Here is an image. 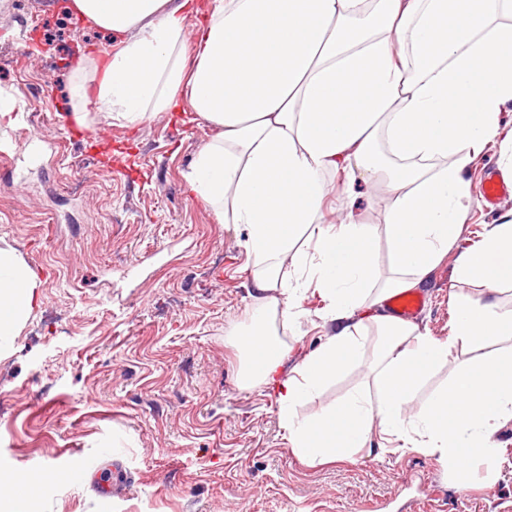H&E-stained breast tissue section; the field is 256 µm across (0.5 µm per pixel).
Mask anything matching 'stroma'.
Returning a JSON list of instances; mask_svg holds the SVG:
<instances>
[{
  "instance_id": "obj_1",
  "label": "stroma",
  "mask_w": 512,
  "mask_h": 512,
  "mask_svg": "<svg viewBox=\"0 0 512 512\" xmlns=\"http://www.w3.org/2000/svg\"><path fill=\"white\" fill-rule=\"evenodd\" d=\"M36 22L41 51L23 53L13 31ZM121 39L74 27L61 0H0V101L27 108L0 122L11 143L37 131L15 168L0 170V243L38 274L41 301L0 358V470L31 477L111 453L128 481L102 500L75 478L46 483L18 512H503L512 506V422L493 436L500 451L457 487L438 455L366 449L311 466L295 456L273 391L242 388L234 335L248 325L252 262L241 225L219 222L192 197L185 173L210 128L161 112L141 124L90 113L85 130L112 136L109 153L54 126L71 111L70 80L86 56L118 51ZM385 184L336 193L327 221L354 208L388 260ZM512 211V197L487 209L482 196L454 250L419 293L417 323L447 340L454 319L448 279L473 237ZM320 303L309 299L281 327L287 365L325 339ZM358 361L297 408L321 413L365 388Z\"/></svg>"
}]
</instances>
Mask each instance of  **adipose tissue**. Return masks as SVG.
I'll return each instance as SVG.
<instances>
[{"label":"adipose tissue","mask_w":512,"mask_h":512,"mask_svg":"<svg viewBox=\"0 0 512 512\" xmlns=\"http://www.w3.org/2000/svg\"><path fill=\"white\" fill-rule=\"evenodd\" d=\"M85 22L124 35L104 67L70 82L73 118L129 124L174 110L188 95L212 135L185 175L224 224L244 225L252 259L251 324L236 334L242 387H271L291 451L309 463L377 447L424 451L454 475L498 454L494 433L512 421V357L462 365L416 413L408 406L452 350L512 340V218L463 252L455 318L441 342L382 312L390 295L421 288L458 237L472 202L465 169L512 102V0H213L197 32L193 0H73ZM439 170H429L432 162ZM374 179L389 191L390 265L380 272L373 230L346 214L323 220L334 187ZM298 272L286 279L285 267ZM41 282L0 246V353L29 319ZM316 297L331 330L293 367L277 322ZM371 353L369 391L300 417Z\"/></svg>","instance_id":"adipose-tissue-1"}]
</instances>
